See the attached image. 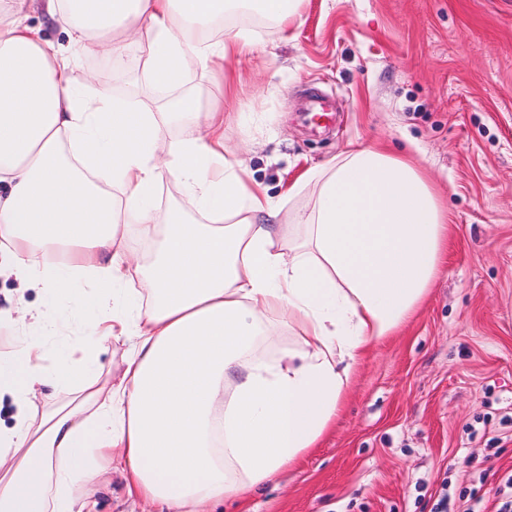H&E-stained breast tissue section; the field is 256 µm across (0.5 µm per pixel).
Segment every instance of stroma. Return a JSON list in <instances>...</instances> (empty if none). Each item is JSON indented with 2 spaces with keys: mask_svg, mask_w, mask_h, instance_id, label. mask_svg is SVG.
I'll return each mask as SVG.
<instances>
[{
  "mask_svg": "<svg viewBox=\"0 0 512 512\" xmlns=\"http://www.w3.org/2000/svg\"><path fill=\"white\" fill-rule=\"evenodd\" d=\"M301 23L250 34L240 69L189 85L230 96L227 152L277 197L349 143L406 155L448 209L445 269L415 316L359 361L342 413L278 480L218 512H497L512 475V0H302ZM124 67L77 63L115 97L156 99L129 44ZM41 338L66 361L65 298ZM96 512H160L120 474Z\"/></svg>",
  "mask_w": 512,
  "mask_h": 512,
  "instance_id": "35a3bbf8",
  "label": "stroma"
}]
</instances>
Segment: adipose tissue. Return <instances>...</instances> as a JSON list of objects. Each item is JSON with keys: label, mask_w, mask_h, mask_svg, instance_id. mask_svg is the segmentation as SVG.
Returning <instances> with one entry per match:
<instances>
[{"label": "adipose tissue", "mask_w": 512, "mask_h": 512, "mask_svg": "<svg viewBox=\"0 0 512 512\" xmlns=\"http://www.w3.org/2000/svg\"><path fill=\"white\" fill-rule=\"evenodd\" d=\"M254 3L282 26L300 20V0H44L69 27L55 48L26 22L31 0H0V256L48 297L18 305L27 338L0 367L15 408L0 429V512H93L73 488L115 472L167 512H214L267 485L316 445L361 356L415 314L442 270L448 214L407 158L355 147L277 201L226 157L223 104L187 83L240 54L241 35H210ZM129 40L176 111L74 87L76 57L119 65ZM165 175L224 225L172 213L157 227ZM309 186L311 208L284 224V203ZM132 227L150 260L128 246ZM63 295L80 336L49 375L38 337ZM282 327L292 345L262 354ZM129 337L121 372L102 379L94 344ZM48 385L64 401L33 413Z\"/></svg>", "instance_id": "adipose-tissue-1"}]
</instances>
